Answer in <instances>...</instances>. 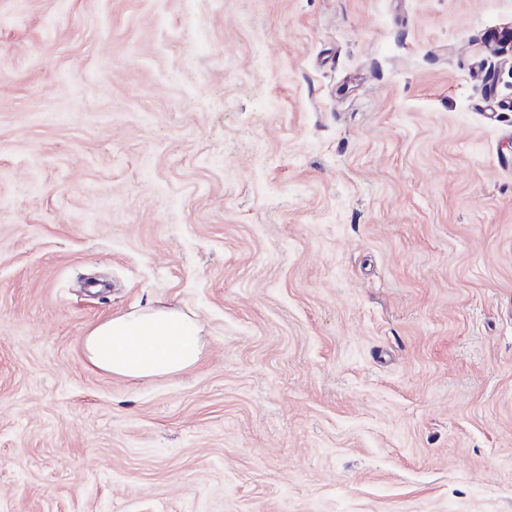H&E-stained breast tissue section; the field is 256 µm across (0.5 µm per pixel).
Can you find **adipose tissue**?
<instances>
[{
    "instance_id": "1",
    "label": "adipose tissue",
    "mask_w": 512,
    "mask_h": 512,
    "mask_svg": "<svg viewBox=\"0 0 512 512\" xmlns=\"http://www.w3.org/2000/svg\"><path fill=\"white\" fill-rule=\"evenodd\" d=\"M83 353L91 368L112 376H172L200 362L201 326L181 310L150 307L96 323L83 340Z\"/></svg>"
}]
</instances>
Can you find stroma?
I'll return each mask as SVG.
<instances>
[{
    "label": "stroma",
    "mask_w": 512,
    "mask_h": 512,
    "mask_svg": "<svg viewBox=\"0 0 512 512\" xmlns=\"http://www.w3.org/2000/svg\"><path fill=\"white\" fill-rule=\"evenodd\" d=\"M512 0H0V512H512ZM202 327L186 373L93 325ZM201 330L181 310L150 307L96 323L83 340V353L100 373L127 379L172 376L200 362Z\"/></svg>",
    "instance_id": "obj_1"
}]
</instances>
